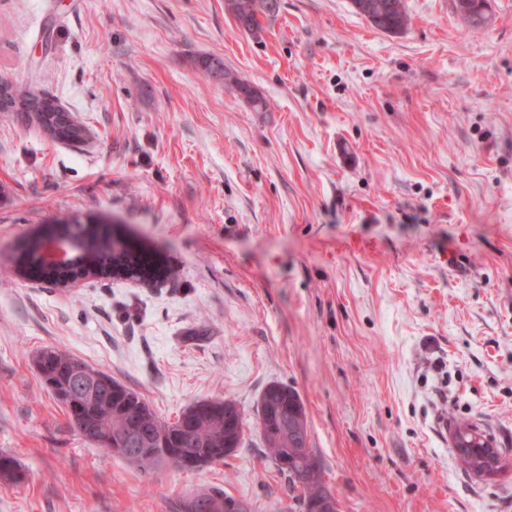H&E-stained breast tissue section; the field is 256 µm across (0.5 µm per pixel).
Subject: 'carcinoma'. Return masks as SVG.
<instances>
[{"instance_id":"obj_1","label":"carcinoma","mask_w":512,"mask_h":512,"mask_svg":"<svg viewBox=\"0 0 512 512\" xmlns=\"http://www.w3.org/2000/svg\"><path fill=\"white\" fill-rule=\"evenodd\" d=\"M478 2L480 0H456L458 13L475 26L486 19L485 14L478 11ZM352 4L359 15L383 32L400 34L408 27L405 0H352ZM225 6L243 28L254 31L260 28L257 16L274 15L279 10V0H225ZM200 65L207 74L224 81L225 86L238 91L253 105L258 107L264 103L255 90L224 65L222 58H203ZM14 90L24 105L14 108L13 112L23 123L77 149L88 142L86 136L71 138L66 134L62 117L68 111L48 116L25 105L32 92L18 86ZM58 231L78 241L80 263L87 262L103 269L116 266L133 270L136 279L145 282L169 274L168 266L150 255L132 260L134 249L123 240L114 239L101 247L89 244L91 239L98 237V229L93 224H64ZM38 247V243L27 241L19 250L18 263L36 281L57 279V275L39 263ZM34 363L43 387L58 401L61 400L59 391L67 384L65 370L73 364L82 367L86 378H97L112 388V397L89 402L78 411L70 409L66 403L63 407L70 424L83 440L97 445L104 434H111L112 440L123 442L125 447L132 449L130 453L118 450L115 455L144 473L161 465L181 470L188 458L195 461L196 470L217 464L221 459L225 461L242 447L249 429L245 413L231 399L198 400L182 411L176 421L168 422L158 417L138 392L70 354L45 348L37 352ZM254 427L262 437L265 457L288 480V505L276 506L273 512H338L336 499L324 482L319 459L310 447L307 414L299 393L281 383L269 384L259 397ZM454 441L455 448L462 450L459 459L466 464L471 460L479 463L484 459L485 449H495L497 465L492 471L486 474L479 469L473 475L492 477L499 472L503 449L496 447L493 438L477 425L468 421L456 423ZM0 480L9 483L25 480V473L15 458L7 453H0ZM239 505L243 506L242 512H258L252 505L228 496L220 489L188 496L184 501V512H229Z\"/></svg>"}]
</instances>
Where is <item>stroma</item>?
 <instances>
[{"instance_id": "stroma-1", "label": "stroma", "mask_w": 512, "mask_h": 512, "mask_svg": "<svg viewBox=\"0 0 512 512\" xmlns=\"http://www.w3.org/2000/svg\"><path fill=\"white\" fill-rule=\"evenodd\" d=\"M406 4L393 36L351 0H280L254 31L225 0H0V79L91 132L74 149L0 112V453L26 474L0 512L288 498L254 428L224 463L149 475L84 442L37 376L45 347L168 421L211 398L251 421L267 384L295 388L339 512H512V0L480 28ZM92 220L172 277L16 273L43 225ZM456 420L506 448L493 479L464 470ZM200 65L208 75L213 74L219 80L224 81V86L238 91L240 95H243L255 107H259L264 103V100L260 98L255 90L241 82L233 71L224 65L222 58L214 56L203 58L200 61Z\"/></svg>"}]
</instances>
